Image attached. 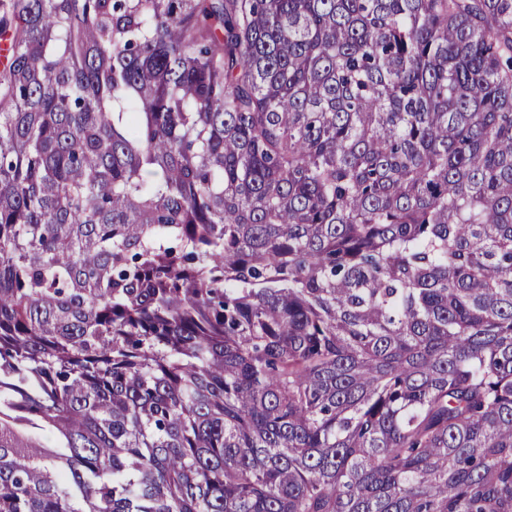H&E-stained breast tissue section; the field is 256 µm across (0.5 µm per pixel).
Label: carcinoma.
Segmentation results:
<instances>
[{
	"instance_id": "carcinoma-1",
	"label": "carcinoma",
	"mask_w": 512,
	"mask_h": 512,
	"mask_svg": "<svg viewBox=\"0 0 512 512\" xmlns=\"http://www.w3.org/2000/svg\"><path fill=\"white\" fill-rule=\"evenodd\" d=\"M0 39V512H512V0Z\"/></svg>"
}]
</instances>
